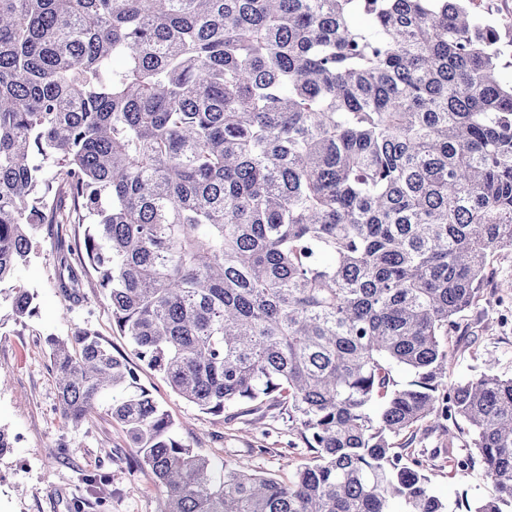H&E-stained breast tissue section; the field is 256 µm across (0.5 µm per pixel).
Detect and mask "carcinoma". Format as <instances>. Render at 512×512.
I'll list each match as a JSON object with an SVG mask.
<instances>
[{"label":"carcinoma","mask_w":512,"mask_h":512,"mask_svg":"<svg viewBox=\"0 0 512 512\" xmlns=\"http://www.w3.org/2000/svg\"><path fill=\"white\" fill-rule=\"evenodd\" d=\"M500 2L0 0L12 314L36 309L29 230L88 219L137 359L205 413L288 415L313 452L286 482L219 468L95 333L47 337L61 416L107 403L163 512H446L394 438L460 420L495 488L467 512H512V378L442 382L448 325L512 246Z\"/></svg>","instance_id":"1"}]
</instances>
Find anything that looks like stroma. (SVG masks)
Returning <instances> with one entry per match:
<instances>
[{
    "mask_svg": "<svg viewBox=\"0 0 512 512\" xmlns=\"http://www.w3.org/2000/svg\"><path fill=\"white\" fill-rule=\"evenodd\" d=\"M84 224H41L32 232L30 261L19 268L17 283L37 298L35 315L17 320L0 309V428L14 443L0 456V512H162L163 496L150 469L137 465L124 427L97 411L81 427L66 423L58 411L57 388L46 346L50 336L66 337L76 327L98 333L113 355L135 364L140 384L176 424L182 441L215 463L238 466L288 479L309 462L295 423L278 411L238 416L237 406L212 415L176 394L155 372L139 364L112 313L93 271L81 263ZM68 257L80 288L76 298L59 287L60 257ZM512 247L492 253L477 302L448 328L447 387L483 372L512 377ZM464 435L449 439L427 423L412 447L423 456L429 487L448 507L465 512L464 501L489 497L493 486L481 462L449 473V446H463ZM90 473H108L110 485H89Z\"/></svg>",
    "mask_w": 512,
    "mask_h": 512,
    "instance_id": "1",
    "label": "stroma"
}]
</instances>
